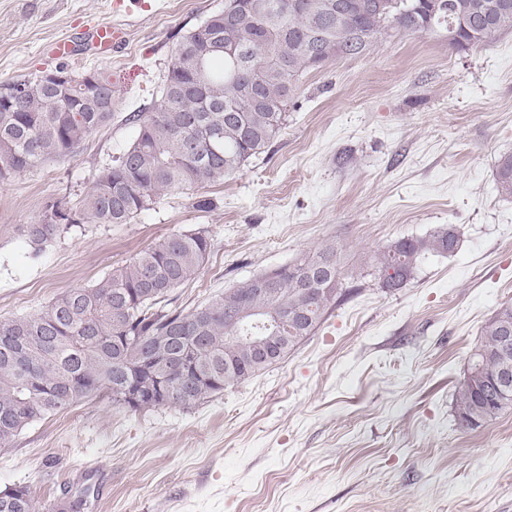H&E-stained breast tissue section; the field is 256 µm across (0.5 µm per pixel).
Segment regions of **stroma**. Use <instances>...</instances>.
Returning a JSON list of instances; mask_svg holds the SVG:
<instances>
[{
  "label": "stroma",
  "instance_id": "stroma-1",
  "mask_svg": "<svg viewBox=\"0 0 512 512\" xmlns=\"http://www.w3.org/2000/svg\"><path fill=\"white\" fill-rule=\"evenodd\" d=\"M224 0H0V83L59 66L122 71L111 121L72 158L0 182V317L94 284L164 235L205 230L211 251L174 303L192 308L333 242L346 265L441 224L456 250L404 288L376 277L282 361L189 408L80 403L0 448V490L38 512H512V411L461 428L454 395L483 326L512 301V198L494 184L512 152V29L466 51L443 32L382 36L299 78L268 152L128 224H83L42 250L20 227L47 200L78 207L95 170L158 105L178 38ZM103 23L125 50L94 56ZM68 39L62 60L51 43Z\"/></svg>",
  "mask_w": 512,
  "mask_h": 512
}]
</instances>
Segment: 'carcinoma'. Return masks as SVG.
<instances>
[{"instance_id":"cac0c4a2","label":"carcinoma","mask_w":512,"mask_h":512,"mask_svg":"<svg viewBox=\"0 0 512 512\" xmlns=\"http://www.w3.org/2000/svg\"><path fill=\"white\" fill-rule=\"evenodd\" d=\"M336 0H224V8L189 29L173 50L158 105L131 112L126 121L138 133L112 163L98 169L79 210L85 224H128L175 191H196L222 183L249 159L270 148L288 122L296 82L308 69L340 57L367 52L378 36L393 30L419 35L436 27L466 22L460 36L465 51L494 41L512 28V0H440L436 15L401 12L397 0H375L369 12L336 9ZM99 76L100 101L85 99L84 75L71 74L63 94L39 77H23L0 90L23 86L18 101L0 93V181L38 164L72 158L81 144L111 118L112 78ZM495 187L512 198V153L495 165ZM70 209L53 199L40 220L21 227L28 241L42 247L77 226ZM456 228L441 224L422 237L394 241L377 251L372 267L380 286L397 290L414 276L428 255L455 251ZM206 231L170 234L95 284L66 291L40 311L0 317V447L8 448L31 424L83 401L108 399L122 406L126 384L140 382V362L189 350L188 372L169 366L167 397L153 407H191L255 376L239 355L249 337H282V356L320 326L326 313L356 288L364 272L344 269L334 244L308 253L288 267L260 272L189 310L172 306L170 295L194 280L209 256ZM261 288H273L266 296ZM254 292L260 307L288 311L293 323L273 331L239 328L242 296ZM512 328V303L495 312L476 346V366L484 380L462 379L455 391V414L465 429L492 424L512 411V387L503 401L486 393L487 381L502 366L505 327ZM234 336L233 357L224 353ZM210 375L189 385L197 371ZM0 512H37L29 489L0 497Z\"/></svg>"}]
</instances>
